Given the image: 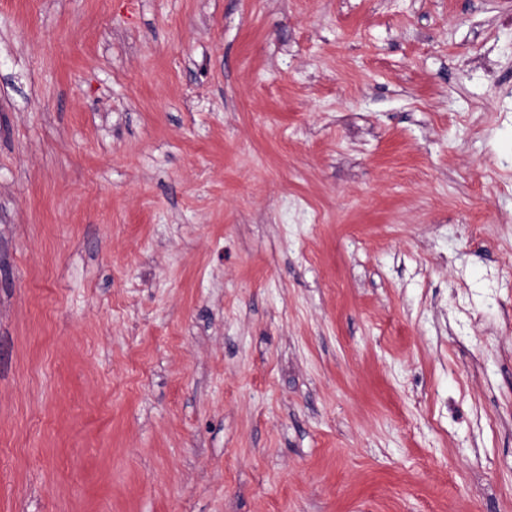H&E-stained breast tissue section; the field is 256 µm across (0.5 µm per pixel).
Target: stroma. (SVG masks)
<instances>
[{"mask_svg": "<svg viewBox=\"0 0 512 512\" xmlns=\"http://www.w3.org/2000/svg\"><path fill=\"white\" fill-rule=\"evenodd\" d=\"M0 512H512V0H0Z\"/></svg>", "mask_w": 512, "mask_h": 512, "instance_id": "stroma-1", "label": "stroma"}]
</instances>
